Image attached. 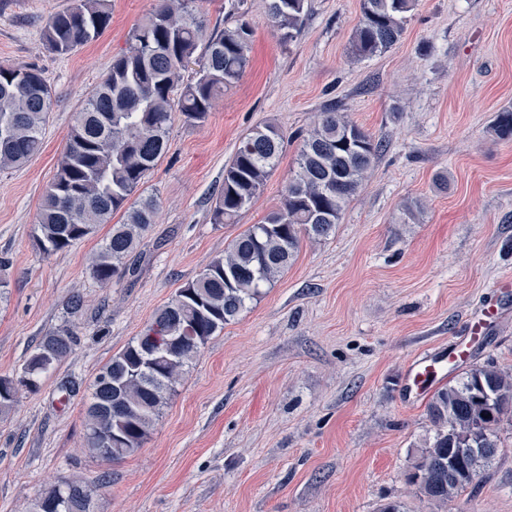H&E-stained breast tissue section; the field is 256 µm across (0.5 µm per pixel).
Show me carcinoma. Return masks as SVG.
<instances>
[{
    "instance_id": "carcinoma-1",
    "label": "carcinoma",
    "mask_w": 512,
    "mask_h": 512,
    "mask_svg": "<svg viewBox=\"0 0 512 512\" xmlns=\"http://www.w3.org/2000/svg\"><path fill=\"white\" fill-rule=\"evenodd\" d=\"M416 0H361V19L350 44L355 58H369L396 45ZM269 16L281 38L301 33L309 0H269ZM111 19L110 0H72L49 17L46 49L68 55L97 37ZM252 29L238 18L207 32L198 0H157L132 30L130 46L112 58L110 70L74 112L56 172L36 215V242L48 254L112 224L89 271L102 285L130 272L127 260L154 223L157 201L140 191L169 151L172 113L205 122L214 99L234 86L248 63ZM202 63L191 80L183 72L196 53ZM52 91L41 69L0 65V168L23 166L43 147ZM494 131L512 136V110L498 113ZM289 139L274 123L251 129L224 166V186L212 209L215 224H235L263 192ZM381 142L326 103L301 136L297 171L278 208L232 241L223 255L181 287L160 308L144 333L106 363L89 385L86 444L98 456L119 461L140 448L163 408L211 336L235 320L260 288L294 260L301 237L322 240L338 224L379 159ZM77 331L65 325L48 332L22 372L36 393L42 377L65 360ZM19 388L0 378V414L14 405ZM432 440L407 474L417 493L446 503L478 480L499 448L498 429L512 416V375L492 363L471 367L438 387L427 405ZM95 488L64 481L42 494L33 512H93Z\"/></svg>"
}]
</instances>
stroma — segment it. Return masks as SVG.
Listing matches in <instances>:
<instances>
[{"mask_svg": "<svg viewBox=\"0 0 512 512\" xmlns=\"http://www.w3.org/2000/svg\"><path fill=\"white\" fill-rule=\"evenodd\" d=\"M71 0H0V63L40 68L53 91L41 154L0 170V377L20 372L47 332L75 324L70 356L37 393L0 415V512H30L41 493L99 483L96 512H512V419L482 481L437 506L405 481L431 434L426 401L405 387L416 357L452 351L483 305L500 317L469 365L512 372V137L493 130L512 109V0H418L389 51L349 47L361 0H310L300 35L281 39L268 0H244L249 64L207 121L174 116L171 148L146 186L155 222L125 276L102 285L89 263L108 234L46 254L35 220L72 117L156 0H111V21L67 56L43 29ZM384 150L332 237L302 240L295 260L201 348L133 456L85 446L87 388L187 281L275 209L294 176L289 143L237 223L211 221L224 166L253 127L309 130L323 104ZM417 223H404L411 202ZM82 310L70 315L71 297Z\"/></svg>", "mask_w": 512, "mask_h": 512, "instance_id": "stroma-1", "label": "stroma"}]
</instances>
